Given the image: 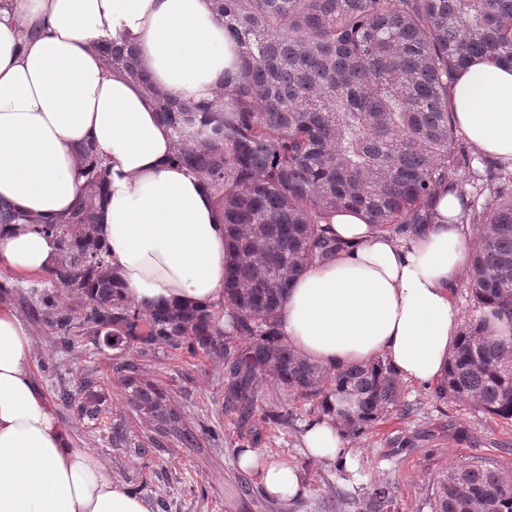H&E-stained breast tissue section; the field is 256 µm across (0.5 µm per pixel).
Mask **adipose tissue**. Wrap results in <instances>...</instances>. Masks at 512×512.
Segmentation results:
<instances>
[{"label": "adipose tissue", "instance_id": "adipose-tissue-1", "mask_svg": "<svg viewBox=\"0 0 512 512\" xmlns=\"http://www.w3.org/2000/svg\"><path fill=\"white\" fill-rule=\"evenodd\" d=\"M35 24L42 33L24 38ZM121 34L134 37L153 83L186 101L211 98L238 66L210 0H10L0 9V202L45 221L68 213L83 188L76 154L93 145L112 170L97 229L127 294L221 309L224 226L199 180L173 162L172 135L152 102L106 74L102 50ZM449 108L481 154L512 162V68L475 60L451 87ZM432 212L403 241L355 213L335 214L329 232L343 248L291 284L282 337L328 367L384 356L404 380H439L458 333L454 289L469 227L459 190H441ZM57 258L53 239L0 234V266L13 276L46 274ZM31 357L28 329L0 302V512H152L91 449L74 446ZM303 444L316 458L350 464L357 455L330 418L308 428ZM240 465L260 472L267 495L301 490L286 461L248 451Z\"/></svg>", "mask_w": 512, "mask_h": 512}]
</instances>
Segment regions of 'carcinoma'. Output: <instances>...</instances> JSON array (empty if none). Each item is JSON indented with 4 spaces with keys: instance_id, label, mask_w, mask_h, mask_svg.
<instances>
[{
    "instance_id": "obj_1",
    "label": "carcinoma",
    "mask_w": 512,
    "mask_h": 512,
    "mask_svg": "<svg viewBox=\"0 0 512 512\" xmlns=\"http://www.w3.org/2000/svg\"><path fill=\"white\" fill-rule=\"evenodd\" d=\"M236 41L240 65L208 101L187 102L155 88L127 40L104 51L106 71L139 83L174 139L173 159L212 198L231 251L224 308L157 306L132 300L96 236L109 164L90 147L77 155L85 190L54 221L0 208V232L30 231L57 240L60 260L46 279L22 289L0 278V300L16 297L67 350L88 342L144 357L163 347L224 363V406L236 415L241 456L257 444L255 420L263 377L309 405L311 426L326 416L350 440L392 413L408 412L401 378L385 358L345 368L301 355L279 331L286 291L310 263L339 245L326 224L356 210L404 239L428 224L445 186H466L463 220L479 226L470 245L469 309L435 401L461 403L512 424V164L478 170L481 153L461 142L448 91L477 59L512 66V0H213ZM484 203H479L480 198ZM127 402L146 425L149 457L173 440L193 447L220 428L182 422L170 397L140 364L114 367ZM352 397L353 404L345 403ZM61 404L90 423L106 398L86 380L60 391ZM287 425L293 407L260 416ZM247 443H241V440ZM429 512H512V469L482 461L442 473ZM361 512H400L394 488L373 485Z\"/></svg>"
}]
</instances>
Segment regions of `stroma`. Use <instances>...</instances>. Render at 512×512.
Here are the masks:
<instances>
[{"instance_id":"stroma-1","label":"stroma","mask_w":512,"mask_h":512,"mask_svg":"<svg viewBox=\"0 0 512 512\" xmlns=\"http://www.w3.org/2000/svg\"><path fill=\"white\" fill-rule=\"evenodd\" d=\"M33 361L51 357L58 368L52 376L41 370L33 375L48 396L59 388L75 389L92 379L107 396V421L101 425L80 420L65 407L58 415L74 444L93 449L106 470L118 482L136 473L148 480L142 490L153 503V512H265L251 497L233 492L239 479L250 488L261 485L258 472L243 470L227 441L237 438L230 415L224 411V367L203 357L189 366L157 349L141 358L147 379L166 390L186 422L211 420L224 432V444L200 439L197 447L169 443L166 451L142 461L135 455L114 450L109 421H123L130 442L145 437L142 421L130 411L124 389L112 372L115 359H128V352L78 345L60 350L54 336L43 325L30 326ZM406 401L411 410L379 422L367 437L354 441L358 455L351 469L336 472L327 461L308 456L302 445L307 405L296 403L297 417L287 427L263 425L255 451L300 467L302 491L294 512H331L338 496H345V512H359L367 491L378 482L392 483L401 512H428V487L439 471L451 465L481 459L499 467H512V426L455 404H436L427 386L407 383ZM409 444L407 451L394 454L397 441Z\"/></svg>"}]
</instances>
